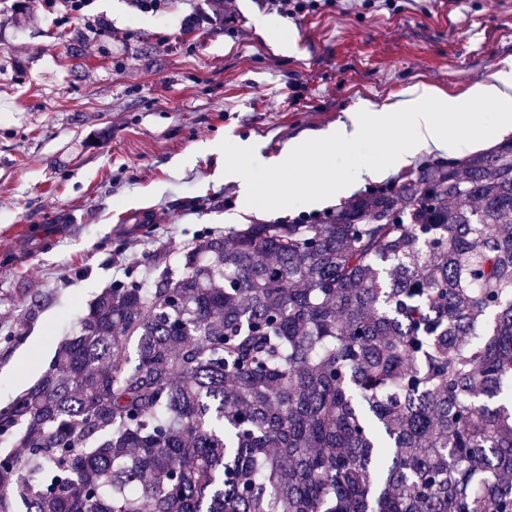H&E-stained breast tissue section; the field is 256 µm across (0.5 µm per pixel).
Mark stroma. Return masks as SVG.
I'll return each instance as SVG.
<instances>
[{
    "label": "stroma",
    "mask_w": 512,
    "mask_h": 512,
    "mask_svg": "<svg viewBox=\"0 0 512 512\" xmlns=\"http://www.w3.org/2000/svg\"><path fill=\"white\" fill-rule=\"evenodd\" d=\"M205 5L0 0V408L104 288L150 283L225 215L325 216L251 213L224 177L242 141L272 159L359 101L420 81L460 93L512 62V0H317L295 16L227 0L233 21L189 23Z\"/></svg>",
    "instance_id": "35a3bbf8"
}]
</instances>
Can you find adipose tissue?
I'll list each match as a JSON object with an SVG mask.
<instances>
[{"mask_svg":"<svg viewBox=\"0 0 512 512\" xmlns=\"http://www.w3.org/2000/svg\"><path fill=\"white\" fill-rule=\"evenodd\" d=\"M381 136L386 143L376 153L353 164L342 158V151ZM511 136L509 68L457 95L420 83L384 106L360 102L342 112L336 124L290 141L278 160L258 157L251 146H243L241 165L227 167L225 173L239 182L242 196L251 200L260 196L258 175L274 179L292 160H300L306 175L295 179L287 197L278 198L277 203L300 200L320 209L361 186L386 180L421 153L482 149Z\"/></svg>","mask_w":512,"mask_h":512,"instance_id":"1","label":"adipose tissue"}]
</instances>
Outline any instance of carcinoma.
<instances>
[{
	"label": "carcinoma",
	"instance_id": "cac0c4a2",
	"mask_svg": "<svg viewBox=\"0 0 512 512\" xmlns=\"http://www.w3.org/2000/svg\"><path fill=\"white\" fill-rule=\"evenodd\" d=\"M512 138L101 291L0 512H512Z\"/></svg>",
	"mask_w": 512,
	"mask_h": 512
}]
</instances>
